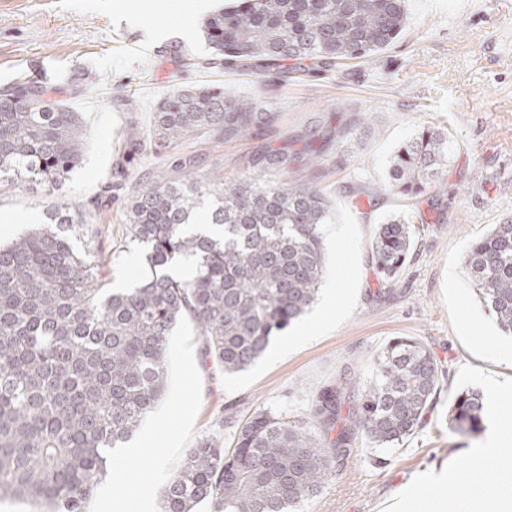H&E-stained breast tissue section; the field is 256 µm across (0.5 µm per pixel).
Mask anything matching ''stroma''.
<instances>
[{
  "mask_svg": "<svg viewBox=\"0 0 512 512\" xmlns=\"http://www.w3.org/2000/svg\"><path fill=\"white\" fill-rule=\"evenodd\" d=\"M196 0H0V89L27 75L62 89L88 122L83 162L60 189L0 180V244L42 223L51 205L79 208L83 224L109 260L111 281L135 284L143 263L129 247L125 207L157 173L175 177L176 159L194 162L199 176L233 179L252 158L272 148L298 149V135L322 128L335 115H374L371 133L328 151L324 161L296 162L294 179L327 195L330 228L354 232L325 243L327 281L350 290L345 320L335 329L287 352L275 363L259 359L247 371L226 375L206 368L201 338L192 323L175 339L192 353L182 367L168 356V386L144 421L153 436L150 454H113L104 487L94 490L86 512H160L161 492L185 454L208 439L229 444L238 424L269 408L301 416L316 391L346 381L358 390L362 365L390 340L410 337L434 354L442 371L432 407L419 430L399 445L379 449L357 438L353 452L317 496L296 512H385L395 498L415 490L407 512H418L435 490L418 486L420 474L446 475L453 497L468 479L474 451L486 436L512 428V402L484 399V430L459 436L448 411L465 388L512 378V338L477 303L461 263L468 247L493 225L512 220V0H407L403 32L370 61L332 68L305 62L280 77L253 65L224 67L202 35L205 16ZM171 30L151 40L161 25ZM224 86L238 95L271 102L278 121L259 136L224 141L204 135L173 151L152 138L154 106L175 88ZM448 132V173L433 196L408 199L377 194L388 178L394 149L425 125ZM374 193L372 205L356 195ZM428 221H419L420 212ZM414 218V246L387 291H380L371 247L384 217ZM179 447L166 473L153 457L170 440Z\"/></svg>",
  "mask_w": 512,
  "mask_h": 512,
  "instance_id": "35a3bbf8",
  "label": "stroma"
}]
</instances>
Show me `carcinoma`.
Segmentation results:
<instances>
[{"label": "carcinoma", "mask_w": 512, "mask_h": 512, "mask_svg": "<svg viewBox=\"0 0 512 512\" xmlns=\"http://www.w3.org/2000/svg\"><path fill=\"white\" fill-rule=\"evenodd\" d=\"M404 0H239L205 23L215 56L230 67L259 59L268 68L316 59L324 66L371 57L405 26ZM32 77L0 91V175L56 189L82 161V113ZM278 119L221 86L177 89L155 108L154 134L169 147L202 130L251 136ZM351 129L315 131L305 150L317 160ZM296 161L284 149L261 167L213 183L194 172L159 175L126 206L129 239L148 274L132 288L110 287L108 262L77 248L79 216L47 209L50 224L0 245V501L35 512H85L112 452L130 439L166 386L167 347L185 319L202 354L227 373L248 369L271 340L316 299L326 259L327 200L311 184L288 181ZM448 167V133L427 126L391 155L381 191L418 197ZM276 170L279 182L264 179ZM409 219L378 225L373 256L380 283L402 269L412 248ZM463 272L500 331L512 335V221L471 244ZM347 415V387L320 389L308 413L291 419L260 409L231 446L202 441L163 491L164 512H292L316 496L359 436L391 448L423 426L439 366L420 342L397 338L366 365ZM448 425L483 429L482 395L459 392Z\"/></svg>", "instance_id": "carcinoma-1"}]
</instances>
